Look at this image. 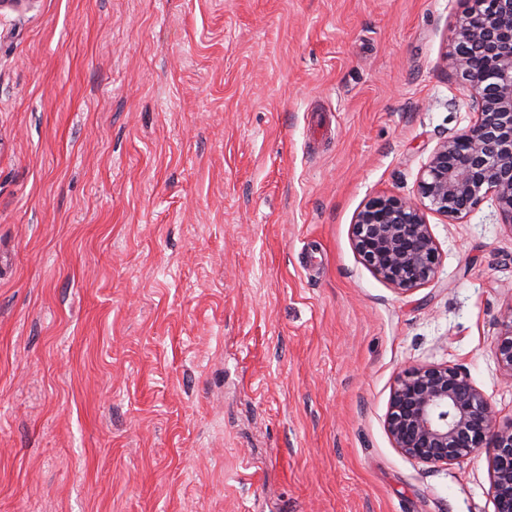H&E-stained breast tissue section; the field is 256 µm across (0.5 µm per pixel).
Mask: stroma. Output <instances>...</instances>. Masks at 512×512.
<instances>
[{
  "label": "stroma",
  "instance_id": "stroma-1",
  "mask_svg": "<svg viewBox=\"0 0 512 512\" xmlns=\"http://www.w3.org/2000/svg\"><path fill=\"white\" fill-rule=\"evenodd\" d=\"M463 0L0 10V512H496L489 453L394 448L398 376L495 353L512 229L427 220L396 293L352 244L474 119Z\"/></svg>",
  "mask_w": 512,
  "mask_h": 512
}]
</instances>
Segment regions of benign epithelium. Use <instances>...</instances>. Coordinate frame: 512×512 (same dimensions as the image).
<instances>
[{
	"label": "benign epithelium",
	"mask_w": 512,
	"mask_h": 512,
	"mask_svg": "<svg viewBox=\"0 0 512 512\" xmlns=\"http://www.w3.org/2000/svg\"><path fill=\"white\" fill-rule=\"evenodd\" d=\"M453 26L450 60L475 119L440 140L422 167L417 196L380 195L357 213L352 241L362 263L400 294L432 280L442 256L426 221L453 222L485 199L512 229V0H469ZM497 356L512 379V310ZM386 428L402 454L436 465L490 449L496 512H512V424L468 374L448 365L406 370L393 389Z\"/></svg>",
	"instance_id": "1"
}]
</instances>
